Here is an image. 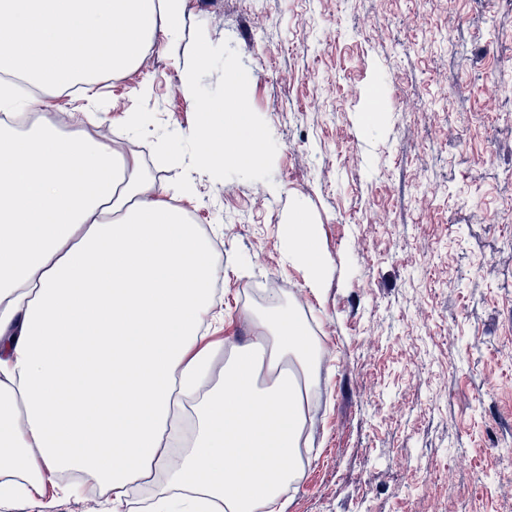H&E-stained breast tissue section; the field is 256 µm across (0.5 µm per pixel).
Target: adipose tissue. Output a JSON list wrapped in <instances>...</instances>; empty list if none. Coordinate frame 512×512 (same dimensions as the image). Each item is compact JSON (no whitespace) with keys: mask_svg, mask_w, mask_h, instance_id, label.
Listing matches in <instances>:
<instances>
[{"mask_svg":"<svg viewBox=\"0 0 512 512\" xmlns=\"http://www.w3.org/2000/svg\"><path fill=\"white\" fill-rule=\"evenodd\" d=\"M182 0H0V97L90 85L136 66L179 29ZM136 159L43 114L0 122V501L33 498L75 471L115 501L165 472L151 512H282L315 373L305 320L280 306L253 318L202 399L177 464L164 431L205 378L200 326L220 260L187 214L147 191ZM288 259L321 294L326 260L303 210Z\"/></svg>","mask_w":512,"mask_h":512,"instance_id":"obj_1","label":"adipose tissue"}]
</instances>
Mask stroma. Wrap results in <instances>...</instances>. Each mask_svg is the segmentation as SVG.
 <instances>
[{"label":"stroma","mask_w":512,"mask_h":512,"mask_svg":"<svg viewBox=\"0 0 512 512\" xmlns=\"http://www.w3.org/2000/svg\"><path fill=\"white\" fill-rule=\"evenodd\" d=\"M199 25L248 72L271 182L194 170L179 192L180 167L120 129L142 94L192 132ZM44 104L137 158L222 255L202 326L220 342L212 380L270 293L304 316L318 377L283 512H512V0H183L138 71ZM296 207L327 261L317 297L284 252ZM166 494L161 475L116 505L92 478L53 475L0 512H144Z\"/></svg>","instance_id":"stroma-1"}]
</instances>
